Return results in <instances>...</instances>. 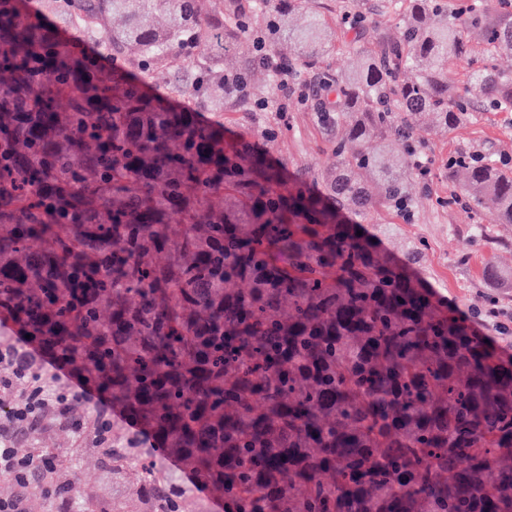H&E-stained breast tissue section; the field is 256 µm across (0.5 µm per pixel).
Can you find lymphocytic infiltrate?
I'll return each instance as SVG.
<instances>
[{"label":"lymphocytic infiltrate","instance_id":"lymphocytic-infiltrate-1","mask_svg":"<svg viewBox=\"0 0 512 512\" xmlns=\"http://www.w3.org/2000/svg\"><path fill=\"white\" fill-rule=\"evenodd\" d=\"M88 355L87 348L74 347L59 357L36 350L27 338H0V392L11 395L0 405V474L13 477L18 484L14 496L0 498V512H26V499L34 487L46 498L57 496L48 480L58 468L57 456L43 455L46 480L34 483L30 461L16 450L20 437L48 424H61L93 447H111L115 439L112 399L73 367Z\"/></svg>","mask_w":512,"mask_h":512}]
</instances>
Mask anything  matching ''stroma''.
<instances>
[{"mask_svg": "<svg viewBox=\"0 0 512 512\" xmlns=\"http://www.w3.org/2000/svg\"><path fill=\"white\" fill-rule=\"evenodd\" d=\"M287 137L270 145L271 156L289 170L317 169L333 157L309 109L289 102ZM429 174L415 178L416 208L412 221L379 213L368 232L377 234L382 248L398 251L419 247L414 270L444 304H450L471 324H478L481 296L495 293L501 308L512 309V283L494 278V271L512 268V224L495 223L489 210L475 208L468 196L448 186L440 169L458 152L486 157H512V112H482L476 123L451 131L433 126L427 117L415 123ZM31 448H52L74 478L81 512L85 499L112 497V475L95 465L91 443L77 444L71 429L50 425L24 437Z\"/></svg>", "mask_w": 512, "mask_h": 512, "instance_id": "obj_1", "label": "stroma"}]
</instances>
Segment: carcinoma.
I'll return each mask as SVG.
<instances>
[{
    "label": "carcinoma",
    "instance_id": "cac0c4a2",
    "mask_svg": "<svg viewBox=\"0 0 512 512\" xmlns=\"http://www.w3.org/2000/svg\"><path fill=\"white\" fill-rule=\"evenodd\" d=\"M297 8L0 0V306L49 353L106 336L85 370L136 423L101 456L112 503L85 512H125L130 466L146 512H206L167 457L224 512H512V362L416 276L417 251L393 257L364 230L380 209L414 217V114L454 129L473 96L512 112V71L493 65L512 16L389 0L401 25L370 44L319 10L288 24ZM470 30L484 63L460 90ZM99 39V54L81 47ZM243 40L253 55L224 66ZM333 53L350 61L336 77ZM266 55L334 96L315 113L333 166L269 158L288 103L250 93L259 69L278 80ZM184 95L275 117L228 136L180 110ZM448 182L512 224L507 161L459 152ZM54 481L65 508L73 479Z\"/></svg>",
    "mask_w": 512,
    "mask_h": 512
}]
</instances>
